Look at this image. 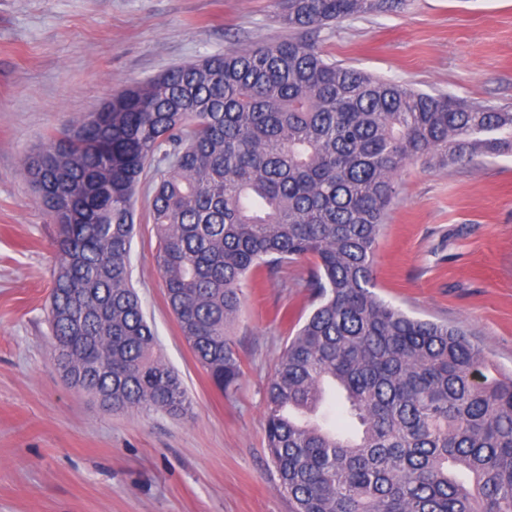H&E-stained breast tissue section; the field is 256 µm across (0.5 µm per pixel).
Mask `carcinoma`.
<instances>
[{
	"mask_svg": "<svg viewBox=\"0 0 512 512\" xmlns=\"http://www.w3.org/2000/svg\"><path fill=\"white\" fill-rule=\"evenodd\" d=\"M405 0H285L294 35L175 66L72 118L25 160L52 223L47 319L63 378L109 412L187 415L132 284L136 192L167 307L227 393L250 274L307 263L314 308L266 387L267 448L293 512H512V375L458 326L375 292L376 250L409 162L512 156V112L324 57L317 33ZM346 428L318 413L327 387Z\"/></svg>",
	"mask_w": 512,
	"mask_h": 512,
	"instance_id": "obj_1",
	"label": "carcinoma"
}]
</instances>
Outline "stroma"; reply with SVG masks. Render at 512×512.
Returning a JSON list of instances; mask_svg holds the SVG:
<instances>
[{
  "label": "stroma",
  "instance_id": "1",
  "mask_svg": "<svg viewBox=\"0 0 512 512\" xmlns=\"http://www.w3.org/2000/svg\"><path fill=\"white\" fill-rule=\"evenodd\" d=\"M280 0H0V512H291L265 442V389L311 311L302 266L259 275L234 325L242 375L217 390L180 335L136 195L132 283L192 414L105 413L49 356L57 226L22 161L66 120L167 69L288 38ZM326 58L512 110V0H405L321 30ZM377 294L471 333L512 373V156L405 165Z\"/></svg>",
  "mask_w": 512,
  "mask_h": 512
}]
</instances>
